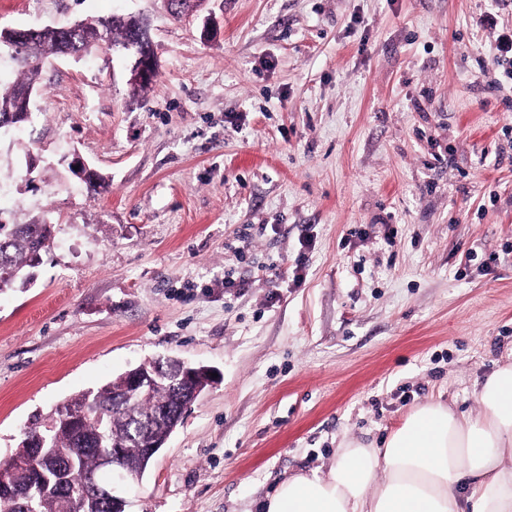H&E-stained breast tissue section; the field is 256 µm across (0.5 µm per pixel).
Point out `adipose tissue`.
Returning a JSON list of instances; mask_svg holds the SVG:
<instances>
[{
	"label": "adipose tissue",
	"instance_id": "adipose-tissue-1",
	"mask_svg": "<svg viewBox=\"0 0 512 512\" xmlns=\"http://www.w3.org/2000/svg\"><path fill=\"white\" fill-rule=\"evenodd\" d=\"M478 398L476 416L418 405L382 446L346 441L327 475L294 473L245 512H512V362Z\"/></svg>",
	"mask_w": 512,
	"mask_h": 512
}]
</instances>
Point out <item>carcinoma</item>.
<instances>
[{"instance_id":"1","label":"carcinoma","mask_w":512,"mask_h":512,"mask_svg":"<svg viewBox=\"0 0 512 512\" xmlns=\"http://www.w3.org/2000/svg\"><path fill=\"white\" fill-rule=\"evenodd\" d=\"M130 27L128 20L110 15L93 22L81 21L71 32L38 33L33 54L12 50L11 56L24 78L5 88L0 75V116L12 114L18 124L26 122L29 103L22 91L35 86L45 58L61 54L67 44L81 54L102 44L122 48L129 39ZM51 239V225L46 222L0 223V292L28 282L30 269L49 249ZM123 384L124 376L120 375L70 398L48 417L36 420L25 437L42 435L47 437V444L30 449L34 465L28 469L16 468L10 459L0 461V512H19L15 508L19 486L29 491L37 512H61L65 500L72 502L75 512H125V501L112 504L95 494V484L111 478L100 468V452L118 444L126 449L119 464L145 474L160 452L158 448H144L145 440L168 438L181 423L192 397L163 382L149 396L129 401L121 393ZM69 410L83 412L79 423L63 421V413Z\"/></svg>"}]
</instances>
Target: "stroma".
Returning <instances> with one entry per match:
<instances>
[{
	"mask_svg": "<svg viewBox=\"0 0 512 512\" xmlns=\"http://www.w3.org/2000/svg\"><path fill=\"white\" fill-rule=\"evenodd\" d=\"M111 14L146 19L153 83L53 56L0 130V220L52 226L0 293V460L158 357L216 382L126 512H242L416 405L477 413L512 360V0H0V29Z\"/></svg>",
	"mask_w": 512,
	"mask_h": 512,
	"instance_id": "1",
	"label": "stroma"
}]
</instances>
